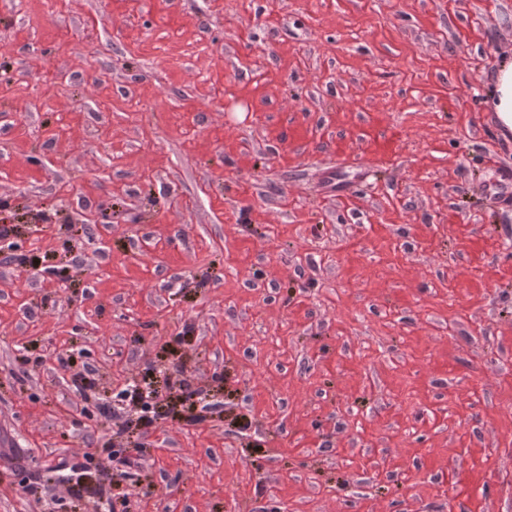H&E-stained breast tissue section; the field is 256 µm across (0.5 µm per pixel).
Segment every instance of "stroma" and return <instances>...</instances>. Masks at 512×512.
Returning <instances> with one entry per match:
<instances>
[{
  "label": "stroma",
  "mask_w": 512,
  "mask_h": 512,
  "mask_svg": "<svg viewBox=\"0 0 512 512\" xmlns=\"http://www.w3.org/2000/svg\"><path fill=\"white\" fill-rule=\"evenodd\" d=\"M505 55L512 0H0V512H512ZM160 364L202 422L116 403ZM488 106L502 129L512 132V56L503 57L488 86Z\"/></svg>",
  "instance_id": "obj_1"
}]
</instances>
